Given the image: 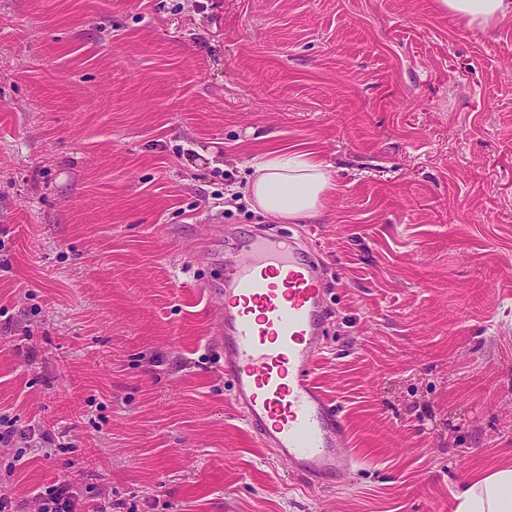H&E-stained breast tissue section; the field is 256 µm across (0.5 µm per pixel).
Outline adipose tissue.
Listing matches in <instances>:
<instances>
[{"mask_svg": "<svg viewBox=\"0 0 512 512\" xmlns=\"http://www.w3.org/2000/svg\"><path fill=\"white\" fill-rule=\"evenodd\" d=\"M440 9L467 26L487 29L512 16V0H437ZM248 191L255 208L282 220L318 216L335 183L322 160L309 151L273 149L256 156ZM455 512H512V465H498L463 481L454 493Z\"/></svg>", "mask_w": 512, "mask_h": 512, "instance_id": "1", "label": "adipose tissue"}]
</instances>
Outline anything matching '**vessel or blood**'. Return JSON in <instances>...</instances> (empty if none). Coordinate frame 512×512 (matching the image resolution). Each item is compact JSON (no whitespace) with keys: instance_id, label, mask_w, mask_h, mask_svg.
Wrapping results in <instances>:
<instances>
[{"instance_id":"obj_1","label":"vessel or blood","mask_w":512,"mask_h":512,"mask_svg":"<svg viewBox=\"0 0 512 512\" xmlns=\"http://www.w3.org/2000/svg\"><path fill=\"white\" fill-rule=\"evenodd\" d=\"M232 247L235 259L206 293L234 403L293 472L318 484L337 478L354 457L344 417L314 378L328 316L317 259L274 225L233 236Z\"/></svg>"}]
</instances>
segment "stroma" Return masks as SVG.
Returning a JSON list of instances; mask_svg holds the SVG:
<instances>
[{
    "label": "stroma",
    "instance_id": "obj_1",
    "mask_svg": "<svg viewBox=\"0 0 512 512\" xmlns=\"http://www.w3.org/2000/svg\"><path fill=\"white\" fill-rule=\"evenodd\" d=\"M270 147L336 189L315 378L357 462L249 432L207 333ZM0 495L112 512H454L512 464V17L436 0H0ZM440 9L457 16L468 27L486 30L512 16L511 0H437ZM29 505L35 512H111L112 501L97 503L91 509H86L78 497L70 491L67 484H58L49 488L45 493H34L31 499L20 500L18 503L12 498L0 497V511L2 512H25L18 510ZM16 509V510H15ZM26 511V512H29Z\"/></svg>",
    "mask_w": 512,
    "mask_h": 512
}]
</instances>
